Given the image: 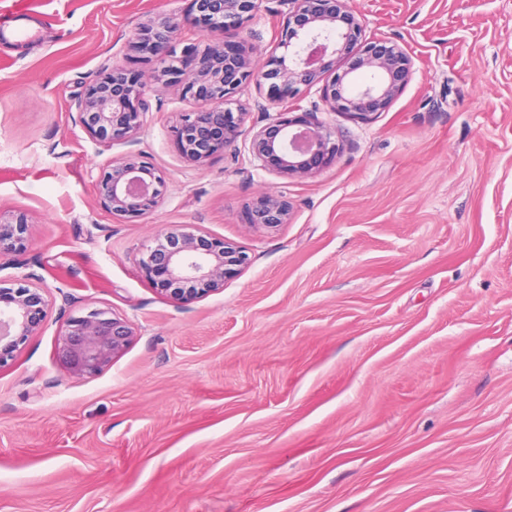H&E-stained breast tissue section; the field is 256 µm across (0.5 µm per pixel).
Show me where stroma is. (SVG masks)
<instances>
[{
	"mask_svg": "<svg viewBox=\"0 0 512 512\" xmlns=\"http://www.w3.org/2000/svg\"><path fill=\"white\" fill-rule=\"evenodd\" d=\"M18 4L38 36L0 42V211L32 244L0 279L41 278L49 314L0 368V512H512V0H352L413 70L385 111L325 114L344 150L309 178L258 169L245 136L185 162L175 87L150 86L135 141L76 124L138 23L187 0ZM287 14L260 0L240 36L272 51ZM131 151L165 186L123 221L94 182ZM265 191L288 223L242 222ZM180 224L250 258L187 305L137 264ZM92 308L135 334L76 377L59 334Z\"/></svg>",
	"mask_w": 512,
	"mask_h": 512,
	"instance_id": "stroma-1",
	"label": "stroma"
}]
</instances>
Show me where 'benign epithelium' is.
<instances>
[{"mask_svg":"<svg viewBox=\"0 0 512 512\" xmlns=\"http://www.w3.org/2000/svg\"><path fill=\"white\" fill-rule=\"evenodd\" d=\"M292 10L283 26L279 47L265 65L256 67L257 47L245 39L228 41L226 34L247 23L257 0H190L186 19L199 40L182 48L175 45L178 24L162 15L139 24L131 47L140 61H154L152 79L157 84L181 88L183 97L200 106L179 113L171 136L190 163L208 160L235 146L247 113L237 95L250 83L269 84L270 104L293 103L270 111L256 102L261 125L250 139L257 166L288 177L318 173L341 152L332 131L314 110L298 106L301 88L321 85L327 112L367 116L384 111L407 84L411 58L398 46L383 40H366L349 0H288ZM355 56L341 75L332 71L338 59ZM374 73L376 80L357 85L353 73ZM141 74L115 64L102 81L90 85L77 98V122L98 142L132 141L146 124L150 104ZM164 179L138 153L112 159L95 181L104 207L122 219L139 218L155 209ZM288 201L265 192L243 211V221L253 226L275 227L288 223ZM30 224L23 212L8 217L0 213V270L23 267L19 256L31 245ZM248 264L245 251L231 242L199 230L164 228L154 245L144 248L139 269L152 287L175 304H188L224 288V280ZM18 278L19 286H0V367L15 357L20 345L38 333L46 318V288ZM134 336L127 320L107 309L95 308L66 321L62 350L67 368L75 376H94L121 354Z\"/></svg>","mask_w":512,"mask_h":512,"instance_id":"obj_1","label":"benign epithelium"}]
</instances>
